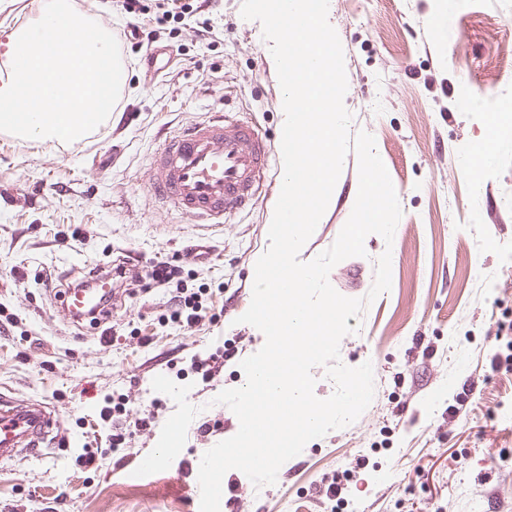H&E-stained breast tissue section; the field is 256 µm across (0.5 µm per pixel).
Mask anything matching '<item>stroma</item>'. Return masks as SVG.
<instances>
[{"mask_svg":"<svg viewBox=\"0 0 512 512\" xmlns=\"http://www.w3.org/2000/svg\"><path fill=\"white\" fill-rule=\"evenodd\" d=\"M185 2L186 14L155 27L103 0H76V13L117 37L126 80L115 123L63 145L0 131V396L49 406L59 435L41 455L0 457V512H200L184 489L203 454L239 429L215 398L240 387L241 362L265 343L240 317L281 157L271 155L252 209L219 229L153 203L149 159L163 136L219 110L277 139L282 90L242 0L202 11ZM442 6L334 0L349 132L374 137L402 209L392 242L368 235L365 256L329 273L337 292L362 298L378 258L392 253L390 291L348 318L353 332L339 345L344 365L372 363L374 396L354 423L285 462L275 484L228 471L220 512H512V149L481 175L467 164L489 109L512 99V0H470L451 39L436 23ZM358 186L351 151L300 261L333 245ZM119 257L133 296L105 326L74 324L45 281ZM184 259L207 310L179 330L160 324L171 291L144 275ZM158 375L189 385L200 412L170 468L137 477L139 455L176 409L153 390ZM145 417L149 428L111 448L113 434ZM335 478L338 502L327 492Z\"/></svg>","mask_w":512,"mask_h":512,"instance_id":"1","label":"stroma"}]
</instances>
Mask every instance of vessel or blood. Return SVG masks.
<instances>
[{"label": "vessel or blood", "instance_id": "vessel-or-blood-1", "mask_svg": "<svg viewBox=\"0 0 512 512\" xmlns=\"http://www.w3.org/2000/svg\"><path fill=\"white\" fill-rule=\"evenodd\" d=\"M276 145L252 126L212 115L168 136L150 158L152 196L180 213L221 225L247 208ZM54 421L39 405L0 403V455L37 453Z\"/></svg>", "mask_w": 512, "mask_h": 512}]
</instances>
